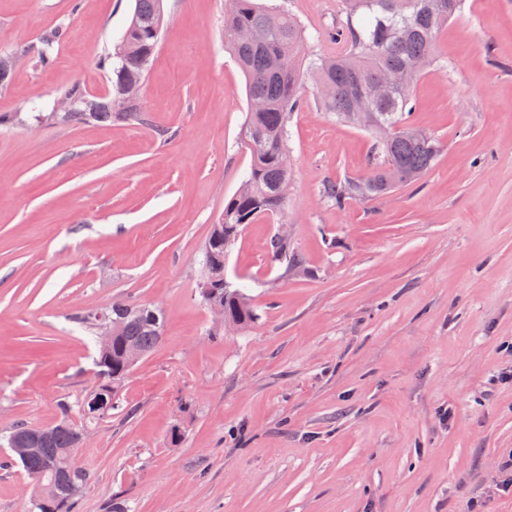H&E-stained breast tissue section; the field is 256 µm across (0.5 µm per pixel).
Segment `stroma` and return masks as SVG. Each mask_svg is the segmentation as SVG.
I'll return each instance as SVG.
<instances>
[{
    "mask_svg": "<svg viewBox=\"0 0 512 512\" xmlns=\"http://www.w3.org/2000/svg\"><path fill=\"white\" fill-rule=\"evenodd\" d=\"M310 56L341 51L343 0H284ZM135 0H0V458L17 423L48 426L90 392L95 341L72 316L155 305L161 344L77 451L75 512H512V0H465L438 36L412 121L434 167L336 206L373 139L322 112L312 83L288 124L291 188L226 261L259 319L212 336L197 290L212 224L251 164L245 77L225 0H164L142 124L35 121L73 83L101 95V58ZM287 234L306 273L271 262ZM36 482L0 469V512ZM62 35L63 29L54 28L46 32L41 38V47L38 52V59L41 65L47 66L53 61L56 49L62 40Z\"/></svg>",
    "mask_w": 512,
    "mask_h": 512,
    "instance_id": "obj_1",
    "label": "stroma"
}]
</instances>
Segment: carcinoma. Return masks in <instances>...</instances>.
<instances>
[{"mask_svg":"<svg viewBox=\"0 0 512 512\" xmlns=\"http://www.w3.org/2000/svg\"><path fill=\"white\" fill-rule=\"evenodd\" d=\"M224 39L247 84L248 112L241 128V144L250 149L249 173L224 205L223 218L212 225L205 242L200 285L217 289L207 305L224 309V318L241 327L257 320L247 293L224 287L226 252L215 247L206 257L212 239L227 238L234 245L242 226L261 216H274L283 207L280 185L290 178L282 164L288 150V119L301 105V88L312 76L327 86L320 97L321 110L337 120L363 127L376 136L367 160V171L359 179L328 182L323 195L342 205L349 200L380 197L418 181L435 164L439 147L435 139L414 126L410 117L415 87L423 70L421 63L435 60L438 32L458 16L464 0H344L347 22L337 34L345 53L335 58L306 57L305 30L288 10L256 3V0H227ZM163 0H136L132 20L101 67L111 64L112 93L136 90L143 83L151 58L161 40ZM63 29L54 28L41 38L38 59L49 65L62 40ZM391 74L395 91L387 99H375L370 90ZM36 119L98 122L112 120L142 123L145 116L130 106L128 112L111 109L109 97L95 101V111L77 108L71 112L39 114ZM271 260L285 261L298 268L299 255L288 253V241L270 243ZM106 316L119 328V335L150 355L162 342L164 319L155 306L115 302L107 307L84 309L73 319L97 333L99 317ZM89 393L77 405L62 406L65 417L54 424V436L33 455L18 461L39 487L30 500V512H66L68 505L87 483V473L76 462L75 432L79 425L67 414L78 411L84 423L100 416L86 412Z\"/></svg>","mask_w":512,"mask_h":512,"instance_id":"obj_1","label":"carcinoma"}]
</instances>
